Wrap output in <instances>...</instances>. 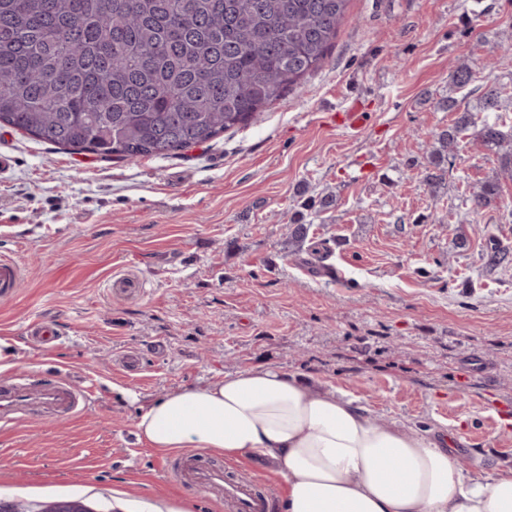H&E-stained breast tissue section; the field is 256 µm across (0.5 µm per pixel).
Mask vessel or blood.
Returning <instances> with one entry per match:
<instances>
[{
  "instance_id": "obj_1",
  "label": "vessel or blood",
  "mask_w": 512,
  "mask_h": 512,
  "mask_svg": "<svg viewBox=\"0 0 512 512\" xmlns=\"http://www.w3.org/2000/svg\"><path fill=\"white\" fill-rule=\"evenodd\" d=\"M20 268L10 259H0V295L16 292ZM95 379L75 385L66 373L40 381L16 373L0 381V429L8 430L33 420L72 418L86 413L97 394ZM167 467L180 483L199 494L223 501L226 512H272L273 493L258 481L232 475L229 467L208 461L200 453L186 451Z\"/></svg>"
}]
</instances>
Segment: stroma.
Instances as JSON below:
<instances>
[{
  "mask_svg": "<svg viewBox=\"0 0 512 512\" xmlns=\"http://www.w3.org/2000/svg\"><path fill=\"white\" fill-rule=\"evenodd\" d=\"M468 60L477 90L456 91ZM493 85L512 112V0H350L328 62L247 127L162 158L71 154L0 128V257L23 273L0 299V378L15 372L99 391L75 420L0 432V507L58 501L112 512L152 497L225 512L177 484L135 435L151 402L274 364L336 387L382 420L462 428L460 455L512 463V176L474 137L435 185V136ZM361 129L331 115L351 103ZM498 181L502 203L457 196ZM333 206L308 212L309 199ZM311 223L302 251L289 226ZM327 258H318L320 249ZM144 280L116 296L114 275ZM48 321L56 342L32 343Z\"/></svg>",
  "mask_w": 512,
  "mask_h": 512,
  "instance_id": "stroma-1",
  "label": "stroma"
}]
</instances>
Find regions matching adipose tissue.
<instances>
[{
	"instance_id": "1",
	"label": "adipose tissue",
	"mask_w": 512,
	"mask_h": 512,
	"mask_svg": "<svg viewBox=\"0 0 512 512\" xmlns=\"http://www.w3.org/2000/svg\"><path fill=\"white\" fill-rule=\"evenodd\" d=\"M135 430L160 452L270 461L282 512H512V466L478 458L465 478L446 430L378 420L334 388L273 366L171 392Z\"/></svg>"
}]
</instances>
